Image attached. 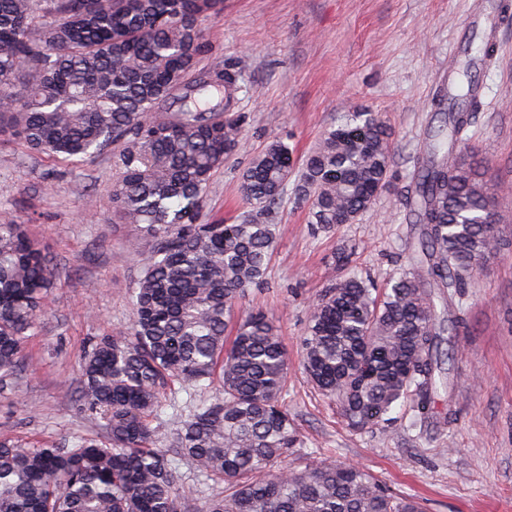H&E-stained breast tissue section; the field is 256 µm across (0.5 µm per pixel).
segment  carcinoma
Masks as SVG:
<instances>
[{
  "label": "carcinoma",
  "mask_w": 512,
  "mask_h": 512,
  "mask_svg": "<svg viewBox=\"0 0 512 512\" xmlns=\"http://www.w3.org/2000/svg\"><path fill=\"white\" fill-rule=\"evenodd\" d=\"M223 11L224 0H0V145L59 164L112 151L109 198L138 230L129 247L140 267L129 329L83 356L78 398L105 436L65 447L0 435V512H421L360 465L288 463L290 357L276 319L238 308L267 277L288 181L316 229L353 224L388 181L391 130L376 112H346L298 172L274 140L240 173L237 218L205 220L214 176L246 149V60L202 66L212 51L202 25ZM453 73L448 113L416 152L420 251L383 288L337 276L309 310L307 380L356 431L403 405L418 411L410 426L425 424L447 388L448 326L432 289L465 287L500 250L487 163L455 155L480 106L470 60ZM57 273L28 225L0 219V380L21 368ZM205 384L218 396L184 415L175 407L172 450L155 448L163 398ZM178 460L224 494L201 506L182 497Z\"/></svg>",
  "instance_id": "cac0c4a2"
}]
</instances>
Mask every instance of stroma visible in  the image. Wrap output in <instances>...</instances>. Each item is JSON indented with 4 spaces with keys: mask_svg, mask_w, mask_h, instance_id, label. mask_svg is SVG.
<instances>
[{
    "mask_svg": "<svg viewBox=\"0 0 512 512\" xmlns=\"http://www.w3.org/2000/svg\"><path fill=\"white\" fill-rule=\"evenodd\" d=\"M490 13L502 23L501 39L493 58H473L484 94L476 134L461 151L488 161L491 183L512 186V0H224L221 17L203 24L213 61L242 55L249 62L240 108L251 151L284 137L302 162L342 113L363 108L392 130L389 185L356 223L315 235L306 207L285 201L268 276L248 289L240 309L276 318L292 360L291 463L361 465L424 512H512V197L496 206L500 255L468 282L462 308L448 310L459 329L440 344L448 355V391L439 401L447 419L411 431L412 410L401 406L387 426L353 431L335 402L307 385L296 359L308 307L336 277L340 244L356 249L353 272L377 283L417 247L408 201L415 152L439 124L436 101L448 98L449 81L438 71L482 43L480 18ZM247 162L235 156L214 177L204 207L210 219L236 215L238 172ZM112 178L107 153L62 165L15 143L0 148V213L32 225L60 270L26 347L34 367L0 389V433L69 445L101 432L75 394L79 363L90 339L130 325L128 291L139 269L127 249L135 229L107 196ZM90 196L97 207L89 216Z\"/></svg>",
    "mask_w": 512,
    "mask_h": 512,
    "instance_id": "obj_1",
    "label": "stroma"
}]
</instances>
